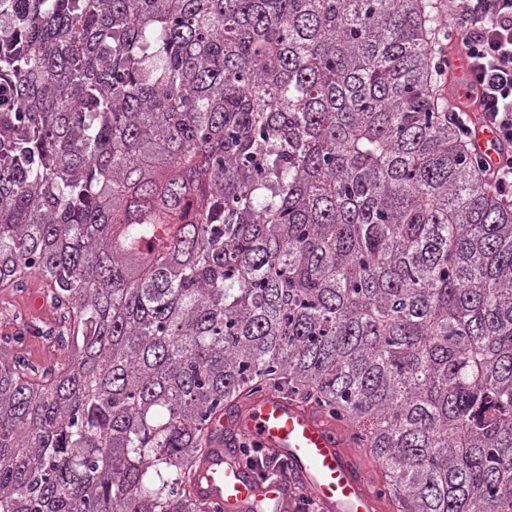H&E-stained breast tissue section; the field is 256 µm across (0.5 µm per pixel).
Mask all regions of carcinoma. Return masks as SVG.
Listing matches in <instances>:
<instances>
[{
	"label": "carcinoma",
	"mask_w": 512,
	"mask_h": 512,
	"mask_svg": "<svg viewBox=\"0 0 512 512\" xmlns=\"http://www.w3.org/2000/svg\"><path fill=\"white\" fill-rule=\"evenodd\" d=\"M427 0H0V512H222L212 419L347 425L398 512H512V208ZM24 292H7L0 288V336L11 333L10 324L19 314L27 315L34 325L46 328L56 326V312L49 305L40 306L39 311H34L33 302L40 296L43 298L39 281L31 277L24 285ZM24 345L25 347L21 352L38 367L47 365L50 359L53 358V353H55L54 345L50 343V340L46 341L39 338H32Z\"/></svg>",
	"instance_id": "cac0c4a2"
}]
</instances>
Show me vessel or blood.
<instances>
[{
    "instance_id": "vessel-or-blood-1",
    "label": "vessel or blood",
    "mask_w": 512,
    "mask_h": 512,
    "mask_svg": "<svg viewBox=\"0 0 512 512\" xmlns=\"http://www.w3.org/2000/svg\"><path fill=\"white\" fill-rule=\"evenodd\" d=\"M209 453L198 464L199 497L224 512H293L296 491L323 512H379L382 499L369 485L342 432L311 408L267 393L217 418L208 431ZM254 442L287 460L289 481H262L238 459L240 440Z\"/></svg>"
}]
</instances>
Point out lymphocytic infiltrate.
I'll return each instance as SVG.
<instances>
[{
	"instance_id": "obj_1",
	"label": "lymphocytic infiltrate",
	"mask_w": 512,
	"mask_h": 512,
	"mask_svg": "<svg viewBox=\"0 0 512 512\" xmlns=\"http://www.w3.org/2000/svg\"><path fill=\"white\" fill-rule=\"evenodd\" d=\"M446 44L462 48L473 76L477 117L453 105L448 120L471 139L475 123L495 133L502 150L497 164L482 170L502 201L512 204V0H454L442 29Z\"/></svg>"
}]
</instances>
